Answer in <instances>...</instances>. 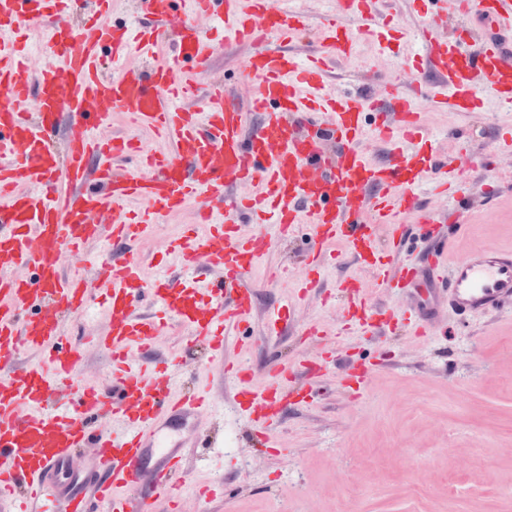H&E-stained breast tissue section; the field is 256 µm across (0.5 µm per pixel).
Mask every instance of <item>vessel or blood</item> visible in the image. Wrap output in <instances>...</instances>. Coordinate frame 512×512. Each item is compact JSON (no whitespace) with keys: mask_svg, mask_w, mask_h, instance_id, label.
Returning <instances> with one entry per match:
<instances>
[{"mask_svg":"<svg viewBox=\"0 0 512 512\" xmlns=\"http://www.w3.org/2000/svg\"><path fill=\"white\" fill-rule=\"evenodd\" d=\"M76 2L0 0V512H200L223 494L184 479L188 433L223 404L185 392L180 353L151 364L138 355L176 327L223 377L248 375L243 363L225 364L224 337L253 309L245 277L270 240L241 236L244 215H273L282 237L313 226L303 291L315 287L321 255L343 244L383 270L385 287L441 292L470 313L512 301L511 248L474 246L455 258L439 234L441 224L466 230L455 207L462 185L422 131L427 108L483 111L479 85L512 108V0H455L458 18L488 33L475 47L448 36L447 13L406 0L420 18L411 37L429 82L378 75L353 94L338 88V69L356 66L361 41L381 42V0H326L317 49L305 57L287 46L310 20L291 0H224L220 13L215 0H140L122 25L103 21L109 0H87L90 11L72 23ZM203 18L249 47L248 97L221 82L200 88L183 72L213 55ZM31 31L36 42L22 41ZM117 110L133 131L152 129L157 148L143 150L133 131L100 135ZM373 144L382 159L369 160ZM427 182L444 199L418 213L433 243L422 265L394 266L373 247L375 228L418 212ZM192 201L197 226L159 242L166 263L153 275L119 253ZM349 288L353 318L383 332L389 307L371 304L357 281ZM68 313L82 317V342L64 336ZM89 343L109 355L107 376H82ZM272 373L265 397L246 407L264 447L288 404L282 369Z\"/></svg>","mask_w":512,"mask_h":512,"instance_id":"vessel-or-blood-1","label":"vessel or blood"}]
</instances>
